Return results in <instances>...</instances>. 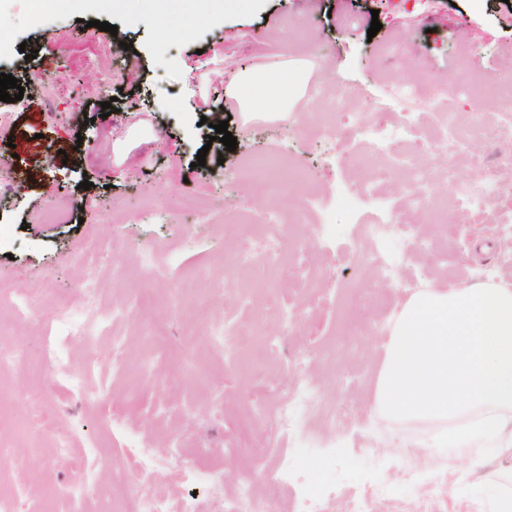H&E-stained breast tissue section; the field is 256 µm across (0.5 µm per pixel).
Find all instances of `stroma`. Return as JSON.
Masks as SVG:
<instances>
[{"instance_id": "obj_1", "label": "stroma", "mask_w": 512, "mask_h": 512, "mask_svg": "<svg viewBox=\"0 0 512 512\" xmlns=\"http://www.w3.org/2000/svg\"><path fill=\"white\" fill-rule=\"evenodd\" d=\"M149 18L142 0H76L31 12L27 0H0V17L13 34L0 50V72L12 73L26 92L8 104L10 126L0 136V161L12 169L0 180V321L39 356L62 316L88 324L93 348L71 335L63 340L69 373L83 378L72 393L56 368L31 376L0 373V474L17 490L16 512H66L69 487L80 480L108 478L111 471L134 476L126 433L161 450L158 469L177 500L195 501L202 512H230L233 493L243 481L263 484L283 446L269 419L270 408L290 382L307 380L335 408L341 425L326 447L315 449L336 472L344 494L388 482L392 495L373 512H394L417 503L428 489L444 492L432 512H468L464 486L481 484L491 462L462 468L444 458L417 456L388 447L400 426L372 415L368 404L384 356L374 334L389 329L406 297L405 282L418 288L494 278L512 284V261H503L507 242L497 231L499 211L512 199L488 204L458 242L451 190L436 187L432 200L446 211V225L433 223L408 192L393 183L360 202L363 214L380 211L391 222L406 221L416 245L404 272L384 284L362 260L363 241L344 210L333 224L247 228L234 224L241 209L256 214L284 210V203L258 199L256 181L242 174V159L255 142L264 151L287 156L310 177L302 193L323 197L331 188L369 167L346 163L355 144L328 143L319 130L329 103L325 84L338 88L343 105L334 118L337 132L370 117L388 77L418 83L446 81L460 47L490 90L506 85L512 72V14L500 0H258L244 8L232 0H154ZM194 16L193 33L158 51L160 20ZM381 29L367 31L372 19ZM116 25V33L95 21ZM137 54L124 64V43ZM398 44V54L382 52ZM37 53L26 59L20 45ZM269 64L287 61L306 71L305 84L288 122L280 128L245 124L233 113L228 130L235 151L215 141L214 128L201 121L211 95L229 97L224 78L253 58ZM114 101L116 113L101 105ZM440 113L414 109L416 130L431 131L420 161L433 169L454 165L478 179L494 161L478 131L464 128V159L444 157ZM206 150L205 166L195 163ZM90 189H81V182ZM55 206L49 223L39 215ZM204 211L209 221H196ZM267 240L292 243L309 272L283 284L280 309L267 311V341L248 345L229 359L210 336L212 325L246 320L242 295L260 299L263 265L231 268L226 252L256 251ZM494 244L483 255L477 241ZM151 254L153 266L138 268L136 258ZM211 284L205 296L209 321L188 322L177 307L183 284L198 275ZM92 294H85V285ZM371 293L374 301L360 317L357 335L344 337L346 293ZM29 306L24 322L12 316L15 304ZM123 307L120 318L112 311ZM289 308L291 321L280 310ZM129 363L148 355L155 374L130 388L112 370L114 352ZM96 356L94 367L86 355ZM126 409L124 427L111 430V406ZM71 438L68 467L55 462L59 437ZM104 448L99 460L87 459L88 444ZM200 471L222 480L223 497L192 481Z\"/></svg>"}]
</instances>
